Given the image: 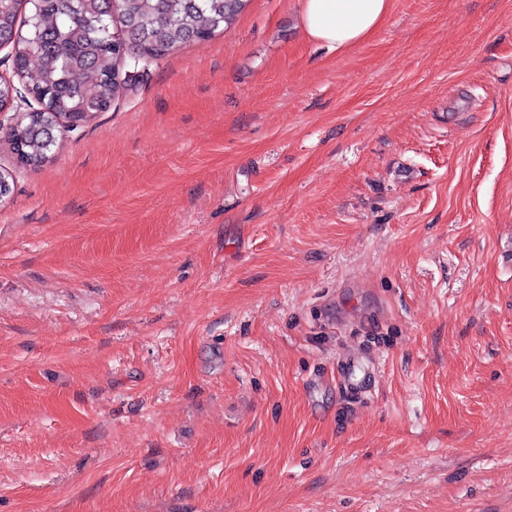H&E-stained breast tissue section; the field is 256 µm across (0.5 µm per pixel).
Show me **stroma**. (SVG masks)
<instances>
[{
  "mask_svg": "<svg viewBox=\"0 0 512 512\" xmlns=\"http://www.w3.org/2000/svg\"><path fill=\"white\" fill-rule=\"evenodd\" d=\"M301 4L0 112V512H512V0ZM391 7V0H303L301 22L310 39L341 51L373 32Z\"/></svg>",
  "mask_w": 512,
  "mask_h": 512,
  "instance_id": "obj_1",
  "label": "stroma"
}]
</instances>
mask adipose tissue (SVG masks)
Returning <instances> with one entry per match:
<instances>
[{"mask_svg": "<svg viewBox=\"0 0 512 512\" xmlns=\"http://www.w3.org/2000/svg\"><path fill=\"white\" fill-rule=\"evenodd\" d=\"M392 0H303L305 34L337 50L362 41L386 18Z\"/></svg>", "mask_w": 512, "mask_h": 512, "instance_id": "1", "label": "adipose tissue"}]
</instances>
